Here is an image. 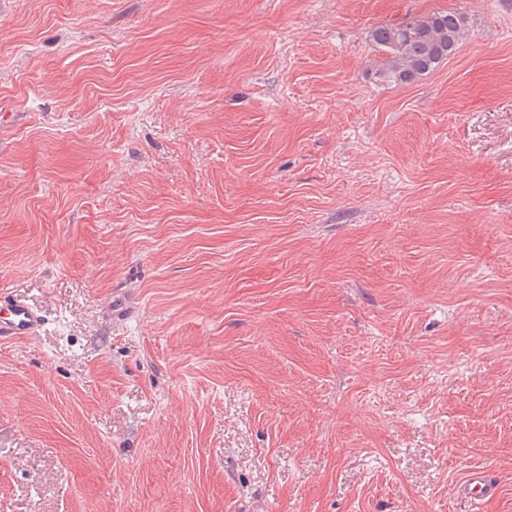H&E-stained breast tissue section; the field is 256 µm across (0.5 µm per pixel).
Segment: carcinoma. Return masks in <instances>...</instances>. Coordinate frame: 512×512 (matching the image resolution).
Instances as JSON below:
<instances>
[{
    "instance_id": "carcinoma-1",
    "label": "carcinoma",
    "mask_w": 512,
    "mask_h": 512,
    "mask_svg": "<svg viewBox=\"0 0 512 512\" xmlns=\"http://www.w3.org/2000/svg\"><path fill=\"white\" fill-rule=\"evenodd\" d=\"M467 36L463 17L437 11L373 27V44L386 53L375 71L378 81L410 84L433 72L453 55Z\"/></svg>"
}]
</instances>
